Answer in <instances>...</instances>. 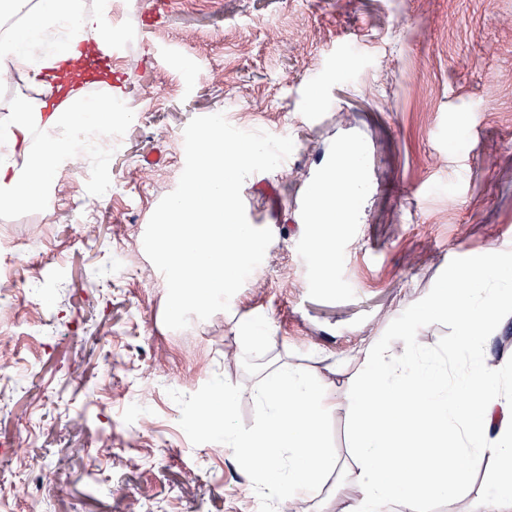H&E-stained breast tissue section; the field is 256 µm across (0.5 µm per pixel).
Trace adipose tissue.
<instances>
[{
  "label": "adipose tissue",
  "mask_w": 512,
  "mask_h": 512,
  "mask_svg": "<svg viewBox=\"0 0 512 512\" xmlns=\"http://www.w3.org/2000/svg\"><path fill=\"white\" fill-rule=\"evenodd\" d=\"M96 36L111 39L112 29L87 0H0V82L16 86L0 102L1 211L42 205L48 184L81 153L82 142L64 134V112L51 101L63 94L72 111H81L80 45ZM32 168L40 180L27 179ZM363 169L357 147L337 149L309 199L336 183L360 198ZM318 216L323 229L308 234L307 246L324 271L319 287L331 288L336 230L356 223L357 213L326 206ZM449 275L465 287L430 289L398 340L363 341L351 358L322 357L311 372L272 362L252 386L209 392L216 414L196 416L195 428L223 436L225 447L255 464L253 484L276 512H297L312 501L320 512H426L483 468L489 491L474 512H512V379L488 353L512 320V253L470 258ZM436 319L452 324L462 371H449L446 358L417 340V326ZM245 400L258 410L248 430L236 420ZM340 411L352 421L347 459L323 443L326 417ZM333 476L352 494L329 489Z\"/></svg>",
  "instance_id": "adipose-tissue-1"
}]
</instances>
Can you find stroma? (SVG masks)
I'll return each mask as SVG.
<instances>
[{
  "instance_id": "obj_1",
  "label": "stroma",
  "mask_w": 512,
  "mask_h": 512,
  "mask_svg": "<svg viewBox=\"0 0 512 512\" xmlns=\"http://www.w3.org/2000/svg\"><path fill=\"white\" fill-rule=\"evenodd\" d=\"M125 2L128 38L112 58L126 83L120 149L105 164L76 158L50 213L0 212V241L49 221L38 253L16 265L18 288L38 287L46 303L14 310L0 503L257 512L248 469L188 426L201 391L251 386L272 359L309 367L395 338L452 266L512 251V0ZM314 86L328 104L313 118ZM218 109L239 129L291 137L294 150L243 184L248 221L273 233L256 278L228 311L172 330L142 239L183 171L185 127ZM346 141L363 151L367 190L357 223L336 237V286L324 290L302 209ZM34 321L47 335H30ZM253 324L270 337L261 356L240 340ZM134 390L139 413L124 409Z\"/></svg>"
}]
</instances>
